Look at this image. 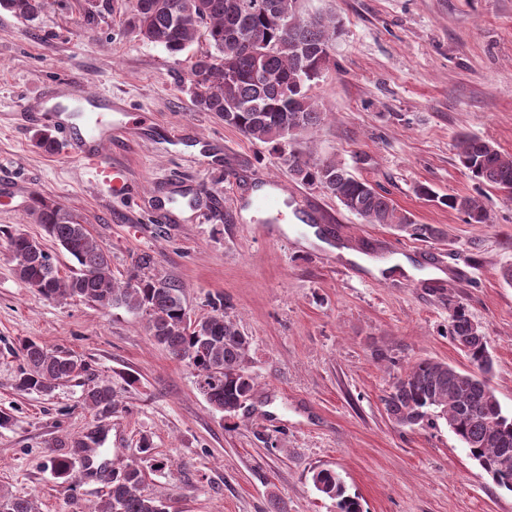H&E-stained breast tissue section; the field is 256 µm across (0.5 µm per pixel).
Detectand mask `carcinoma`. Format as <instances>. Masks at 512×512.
Wrapping results in <instances>:
<instances>
[{
    "mask_svg": "<svg viewBox=\"0 0 512 512\" xmlns=\"http://www.w3.org/2000/svg\"><path fill=\"white\" fill-rule=\"evenodd\" d=\"M46 6L47 0H0V8L26 21L36 19ZM128 26L174 57L199 38L207 41L210 50L192 63L188 91L200 110L216 113L225 125L251 140L281 150L323 120L310 90L330 66L338 31L331 14L306 16L299 0H133ZM459 149L460 161L473 177L512 194V155L472 136L462 137ZM285 163L295 180L335 197L366 224L394 227L423 241L439 235L437 228L416 223L385 191L352 175L333 158L290 151ZM442 204L464 213L470 224L488 221L486 211L472 197L450 195ZM31 215L79 269L60 276L56 257L38 240L10 233L8 252L21 283L38 287L48 300L78 297L101 310L124 307L146 316L151 340L193 368L200 391L216 411L230 416L241 409L256 385L250 341L224 312V305L214 304L192 320L180 286L147 274L155 264L153 255H137L121 280L112 272L109 252L79 215L41 195L33 198ZM448 334L472 369L461 371L434 360L417 362L391 385L383 398L385 409L403 426L445 421L492 482L512 492V414L503 412L487 382L493 362L486 341L474 337L472 319L459 304L449 308ZM21 353L24 367L16 388L22 392L47 395L56 384L89 370L85 361L33 340L22 343ZM82 403L100 423L119 409L108 380L88 386ZM52 447L66 452L49 456L47 466L62 482L76 486V459L96 449L82 439L61 440ZM312 480L320 493L336 501L337 512H361L359 503L346 495L337 472L320 469ZM143 484L141 463L112 467L107 490L94 512H170L167 497L144 493ZM0 512H39V508L33 497L0 492Z\"/></svg>",
    "mask_w": 512,
    "mask_h": 512,
    "instance_id": "carcinoma-1",
    "label": "carcinoma"
}]
</instances>
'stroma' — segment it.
I'll list each match as a JSON object with an SVG mask.
<instances>
[{"mask_svg":"<svg viewBox=\"0 0 512 512\" xmlns=\"http://www.w3.org/2000/svg\"><path fill=\"white\" fill-rule=\"evenodd\" d=\"M131 0H48L32 21L0 9V489L36 497L40 512H88L106 488L103 461L138 458L149 439L164 469L144 490L171 512H336L312 482L338 472L362 512H512L446 424L401 426L382 398L414 363H470L448 334L464 305L494 358L490 386L512 413V195L473 180L457 143L468 135L512 155V0H303L333 12L341 32L310 93L324 114L300 149L331 157L387 191L420 224L424 242L364 224L334 197L296 181L278 153L246 138L187 91L195 41L178 57L131 32ZM81 83L142 115L112 162L124 191L108 194L75 156L46 153L34 135L48 92ZM278 205L248 204L258 187ZM432 197L420 195V187ZM81 215L125 278L137 253L183 289L190 316L223 302L249 337L257 386L232 416L215 411L192 368L155 345L144 316L46 300L14 276L7 232L46 235L34 195ZM478 198L468 223L441 202ZM168 203L173 218L158 223ZM31 339L85 360L86 375L52 394L15 379ZM111 381L123 409L98 430L87 384ZM99 432L95 474L77 492L45 466L49 443ZM442 204L448 208L463 212L468 217V223L484 224L488 221V216L479 202L469 196L448 195L441 199Z\"/></svg>","mask_w":512,"mask_h":512,"instance_id":"stroma-1","label":"stroma"}]
</instances>
